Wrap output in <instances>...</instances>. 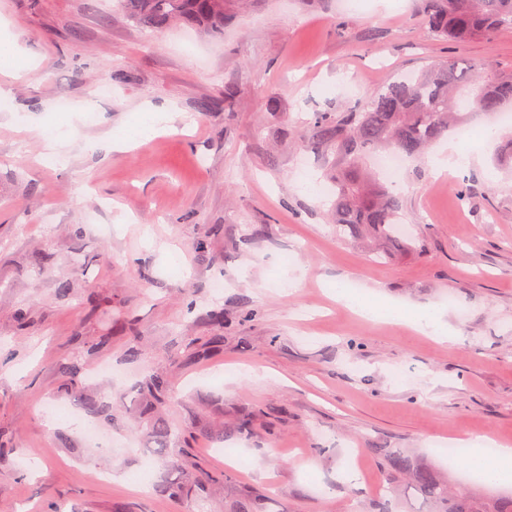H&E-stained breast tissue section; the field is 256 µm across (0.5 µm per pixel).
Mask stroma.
Here are the masks:
<instances>
[{"mask_svg": "<svg viewBox=\"0 0 512 512\" xmlns=\"http://www.w3.org/2000/svg\"><path fill=\"white\" fill-rule=\"evenodd\" d=\"M423 9L233 0L190 53L185 25L144 28L118 0H0L31 66L0 73V512L410 508L372 449L464 486L438 442L512 444V168L442 137L399 187L408 249L338 234L331 161L301 144L395 75L512 72V29L446 42ZM155 108L164 131L115 149ZM427 310L451 342L407 323ZM353 450L368 476L347 482Z\"/></svg>", "mask_w": 512, "mask_h": 512, "instance_id": "stroma-1", "label": "stroma"}]
</instances>
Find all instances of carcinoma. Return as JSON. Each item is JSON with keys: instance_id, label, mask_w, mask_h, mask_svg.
Here are the masks:
<instances>
[{"instance_id": "obj_1", "label": "carcinoma", "mask_w": 512, "mask_h": 512, "mask_svg": "<svg viewBox=\"0 0 512 512\" xmlns=\"http://www.w3.org/2000/svg\"><path fill=\"white\" fill-rule=\"evenodd\" d=\"M140 25L158 28L183 21L213 34L224 30L226 0H121ZM424 23L437 38L463 42L512 28V0H425ZM473 85V106L495 114L512 105V72L493 71L479 62L450 59L418 75H400L374 91L362 107L336 116L322 115L311 130L312 143L336 155L330 179L336 185V224L340 232L397 241L403 223L400 194L365 167L379 150L409 159L454 130L463 115L460 86ZM394 479L407 481L420 495L421 512H512V497L489 499L459 487L448 488L439 473L410 456L373 448Z\"/></svg>"}]
</instances>
